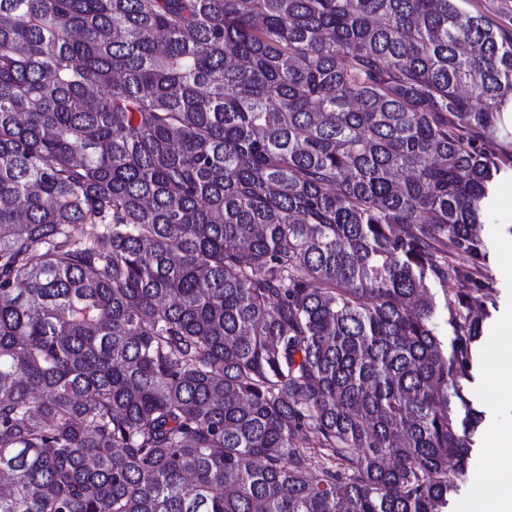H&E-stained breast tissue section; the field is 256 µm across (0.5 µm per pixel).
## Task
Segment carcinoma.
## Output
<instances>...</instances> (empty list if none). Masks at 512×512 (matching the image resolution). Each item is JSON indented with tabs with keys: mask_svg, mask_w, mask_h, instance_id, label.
Instances as JSON below:
<instances>
[{
	"mask_svg": "<svg viewBox=\"0 0 512 512\" xmlns=\"http://www.w3.org/2000/svg\"><path fill=\"white\" fill-rule=\"evenodd\" d=\"M510 108L456 0H0V512H443Z\"/></svg>",
	"mask_w": 512,
	"mask_h": 512,
	"instance_id": "carcinoma-1",
	"label": "carcinoma"
}]
</instances>
